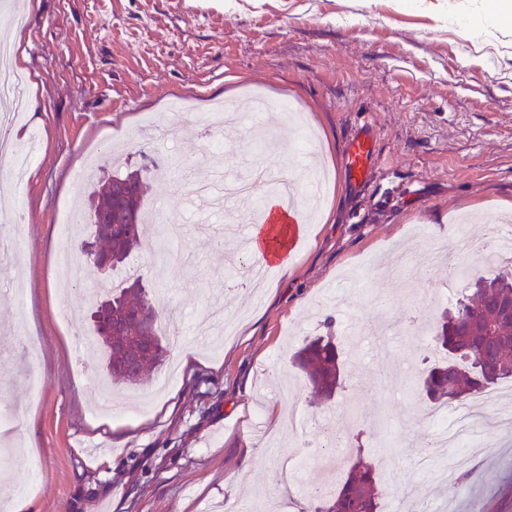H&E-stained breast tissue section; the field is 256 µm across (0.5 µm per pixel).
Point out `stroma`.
<instances>
[{"label":"stroma","instance_id":"1","mask_svg":"<svg viewBox=\"0 0 512 512\" xmlns=\"http://www.w3.org/2000/svg\"><path fill=\"white\" fill-rule=\"evenodd\" d=\"M26 3L16 42L33 111L9 135L21 144L34 127L40 144L22 176L21 259L0 258V415L25 421L0 493L29 486L22 512H282L268 473L283 455L303 463L307 482L320 478L316 432L327 422L351 442L338 476L358 461L375 466L413 512L432 501L512 512V426L490 416L463 447H435L417 385L438 356L429 330L387 331L383 365L363 334L424 300L438 319L448 269L423 277L429 242L452 252L458 237L484 238L488 214L512 217V19L493 18L490 0ZM256 93L268 102L258 124L280 142L267 167L298 182L307 172L278 109L287 99L332 174L319 218L259 294L225 284L228 258L246 256L249 242L247 225L228 231L225 216L251 212L266 186L221 209L192 202L201 169L244 176L253 160L246 131L229 127L223 154H211L199 114ZM180 95L194 97V114L149 146L145 124H169ZM366 123L374 162L355 188L342 149ZM187 155L195 168L154 182L144 200L177 219L180 239L157 253L156 226L145 224L133 257L163 318L166 361L139 384L108 382L90 301L100 274L77 246L91 229L74 224L61 240L59 215L92 191L93 179H75L89 162L107 176ZM15 278L27 286L20 302ZM329 317L344 365L324 401L292 356L326 334ZM293 412L309 419L307 433L291 432ZM448 465L456 478L432 481ZM473 467L479 479L463 482Z\"/></svg>","mask_w":512,"mask_h":512}]
</instances>
